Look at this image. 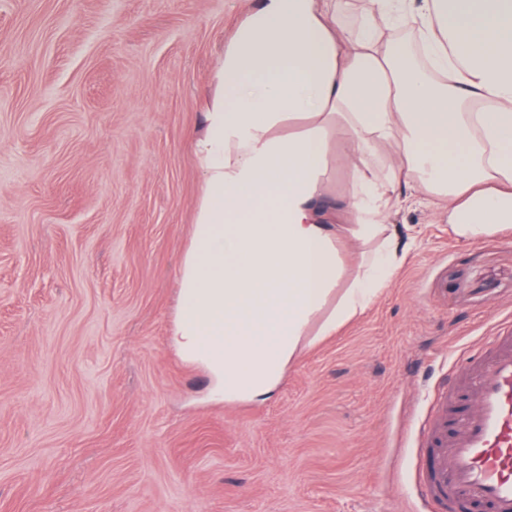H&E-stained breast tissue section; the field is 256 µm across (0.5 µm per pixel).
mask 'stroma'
Segmentation results:
<instances>
[{"label":"stroma","instance_id":"stroma-1","mask_svg":"<svg viewBox=\"0 0 512 512\" xmlns=\"http://www.w3.org/2000/svg\"><path fill=\"white\" fill-rule=\"evenodd\" d=\"M248 0H0V512H408L397 440L512 317V231L431 211L262 403L170 346L191 143Z\"/></svg>","mask_w":512,"mask_h":512}]
</instances>
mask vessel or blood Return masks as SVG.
Masks as SVG:
<instances>
[{"label":"vessel or blood","instance_id":"vessel-or-blood-1","mask_svg":"<svg viewBox=\"0 0 512 512\" xmlns=\"http://www.w3.org/2000/svg\"><path fill=\"white\" fill-rule=\"evenodd\" d=\"M427 512H512V320L465 351L408 439Z\"/></svg>","mask_w":512,"mask_h":512}]
</instances>
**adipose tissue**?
<instances>
[{"label":"adipose tissue","instance_id":"adipose-tissue-1","mask_svg":"<svg viewBox=\"0 0 512 512\" xmlns=\"http://www.w3.org/2000/svg\"><path fill=\"white\" fill-rule=\"evenodd\" d=\"M348 10L251 0L210 73L170 343L228 401L267 399L371 308L409 250L394 214L468 239L512 223V0H366L353 28Z\"/></svg>","mask_w":512,"mask_h":512}]
</instances>
